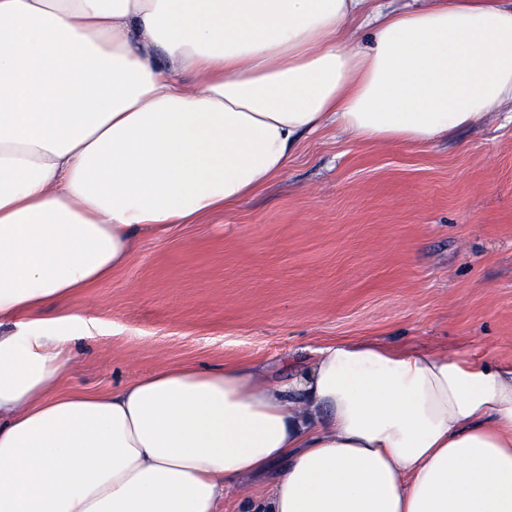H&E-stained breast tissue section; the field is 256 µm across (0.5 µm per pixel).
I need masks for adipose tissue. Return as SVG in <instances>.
<instances>
[{
    "label": "adipose tissue",
    "mask_w": 512,
    "mask_h": 512,
    "mask_svg": "<svg viewBox=\"0 0 512 512\" xmlns=\"http://www.w3.org/2000/svg\"><path fill=\"white\" fill-rule=\"evenodd\" d=\"M0 0V512H512V369L358 340L270 381L67 384L74 297L327 123L426 144L512 111V0ZM53 318H45V311ZM274 477L254 490L250 479Z\"/></svg>",
    "instance_id": "adipose-tissue-1"
}]
</instances>
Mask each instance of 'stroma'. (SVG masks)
<instances>
[{"mask_svg":"<svg viewBox=\"0 0 512 512\" xmlns=\"http://www.w3.org/2000/svg\"><path fill=\"white\" fill-rule=\"evenodd\" d=\"M72 384L261 363L293 377L330 344L377 340L512 365V115L429 144L328 124L237 208L143 237L79 296Z\"/></svg>","mask_w":512,"mask_h":512,"instance_id":"35a3bbf8","label":"stroma"}]
</instances>
